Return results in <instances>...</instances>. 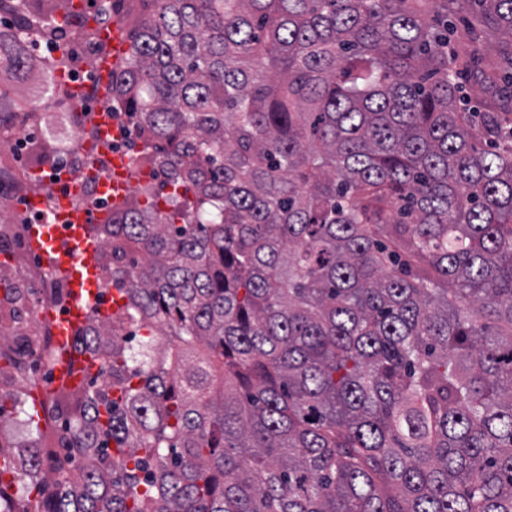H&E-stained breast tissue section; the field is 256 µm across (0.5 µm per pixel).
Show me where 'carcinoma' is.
<instances>
[{"mask_svg":"<svg viewBox=\"0 0 512 512\" xmlns=\"http://www.w3.org/2000/svg\"><path fill=\"white\" fill-rule=\"evenodd\" d=\"M141 2L112 107L158 189L93 228L125 303L0 512H512V0ZM22 14L79 16L0 0L18 81Z\"/></svg>","mask_w":512,"mask_h":512,"instance_id":"obj_1","label":"carcinoma"}]
</instances>
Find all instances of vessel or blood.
I'll list each match as a JSON object with an SVG mask.
<instances>
[{
    "label": "vessel or blood",
    "mask_w": 512,
    "mask_h": 512,
    "mask_svg": "<svg viewBox=\"0 0 512 512\" xmlns=\"http://www.w3.org/2000/svg\"><path fill=\"white\" fill-rule=\"evenodd\" d=\"M98 36L112 49L111 57L103 61L96 72L98 95L106 103L112 97V72L128 52L129 42L123 26L117 22L100 27ZM112 134V113L104 106L98 116V130L90 142L91 148L98 152L107 151ZM84 181V175L74 176L66 191L56 197L51 217L30 225L28 230L31 248L53 266L70 290L72 302L66 314L57 316L50 310L45 313L54 325L55 335L67 343L86 322L102 288L94 260L96 244L90 227L105 222L109 214L104 210L89 212L80 206L78 196ZM129 181L128 161L116 158L108 172L98 177L97 184L102 195L117 204L126 197ZM96 370L97 363L92 356L79 354L72 369H57L55 376L72 387L82 382L84 374Z\"/></svg>",
    "instance_id": "b4317fda"
}]
</instances>
